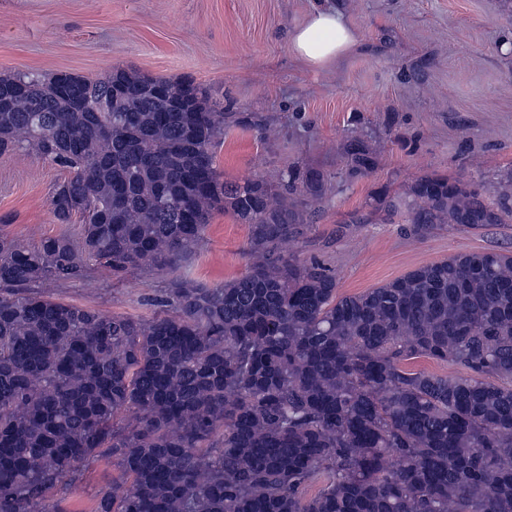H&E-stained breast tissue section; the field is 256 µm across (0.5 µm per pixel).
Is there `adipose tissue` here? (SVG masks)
<instances>
[{
    "label": "adipose tissue",
    "mask_w": 512,
    "mask_h": 512,
    "mask_svg": "<svg viewBox=\"0 0 512 512\" xmlns=\"http://www.w3.org/2000/svg\"><path fill=\"white\" fill-rule=\"evenodd\" d=\"M288 38L293 55L313 71L330 69L359 44V33L341 0H316Z\"/></svg>",
    "instance_id": "ef3b65f1"
}]
</instances>
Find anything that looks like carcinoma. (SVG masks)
<instances>
[{
	"label": "carcinoma",
	"instance_id": "carcinoma-1",
	"mask_svg": "<svg viewBox=\"0 0 512 512\" xmlns=\"http://www.w3.org/2000/svg\"><path fill=\"white\" fill-rule=\"evenodd\" d=\"M224 110L191 81L116 67L92 80L0 75V155L70 170L50 199L81 237L0 232V512H60L97 450L120 475L94 512H512V253L420 266L337 295L284 255L320 179H221ZM351 173L374 167L353 145ZM382 209L417 234L512 217L470 183L422 175ZM250 227L249 270L173 282L148 321L44 298V281L174 269L214 212ZM424 358L465 377L413 367ZM320 484L316 494L306 488Z\"/></svg>",
	"mask_w": 512,
	"mask_h": 512
}]
</instances>
